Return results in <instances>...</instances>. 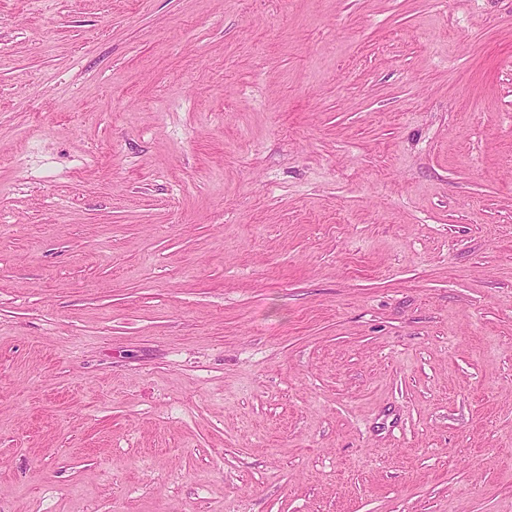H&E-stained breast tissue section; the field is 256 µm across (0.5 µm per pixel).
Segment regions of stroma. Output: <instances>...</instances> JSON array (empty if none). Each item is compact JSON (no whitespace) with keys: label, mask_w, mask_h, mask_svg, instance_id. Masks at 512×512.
<instances>
[{"label":"stroma","mask_w":512,"mask_h":512,"mask_svg":"<svg viewBox=\"0 0 512 512\" xmlns=\"http://www.w3.org/2000/svg\"><path fill=\"white\" fill-rule=\"evenodd\" d=\"M0 512H512V0H0Z\"/></svg>","instance_id":"obj_1"}]
</instances>
